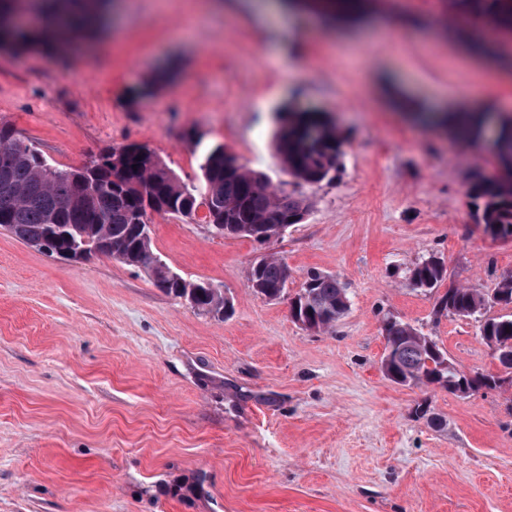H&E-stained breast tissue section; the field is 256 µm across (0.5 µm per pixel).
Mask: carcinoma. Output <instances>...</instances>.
Instances as JSON below:
<instances>
[{
    "label": "carcinoma",
    "instance_id": "obj_1",
    "mask_svg": "<svg viewBox=\"0 0 512 512\" xmlns=\"http://www.w3.org/2000/svg\"><path fill=\"white\" fill-rule=\"evenodd\" d=\"M32 11L50 18L57 3L89 0H32ZM458 18L507 20L512 32V0H450ZM24 11L21 0H0V50L54 49L65 36L48 35L16 15ZM455 136L475 146H490L498 160L497 173L482 176L472 195L483 200L480 224L494 240H512V119L487 113H459L452 120ZM276 149L291 175L300 183L319 184L336 171L344 140L333 121L320 112L293 107L281 118L275 134ZM199 184L188 185L147 147L129 144L111 148L81 168L60 170L48 166L40 153L6 125L0 126V229L18 241L39 248L53 239L59 248L76 243L88 251L113 256L118 249L123 263L136 266L153 250L138 225L148 223V213L192 217L205 209L207 224H222L230 236L254 238L253 231L277 234L280 224H298L309 205L291 193L273 195L267 178L241 164L227 161L224 146L217 145L200 166ZM288 265L270 255L250 266L249 287L270 300L281 298ZM447 278L445 263L434 256L411 270L412 288L431 291ZM498 305H512V277L501 279L489 294L480 289L452 287L438 297L435 313L481 317L479 335L489 347L512 350V314L484 316ZM294 322L309 331L333 328L349 310L346 285L335 275L311 272L304 288L289 299ZM195 309L217 316L224 304L221 295L201 290ZM388 355L385 375L394 383L410 386L438 383L448 387L452 378L472 392L498 388L494 373L470 376L448 360L433 339L407 323L394 320L383 326Z\"/></svg>",
    "mask_w": 512,
    "mask_h": 512
}]
</instances>
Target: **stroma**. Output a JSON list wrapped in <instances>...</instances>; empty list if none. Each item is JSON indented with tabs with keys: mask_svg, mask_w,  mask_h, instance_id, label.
Returning <instances> with one entry per match:
<instances>
[{
	"mask_svg": "<svg viewBox=\"0 0 512 512\" xmlns=\"http://www.w3.org/2000/svg\"><path fill=\"white\" fill-rule=\"evenodd\" d=\"M206 2L121 0L68 54L0 51V124L54 168L135 143L188 184L221 144L309 209L265 243L152 215L170 268L223 291L221 320L116 259L55 261L0 230V512H512V389L460 396L381 371L388 317L460 371L497 369L478 320L436 314L408 277L431 255L448 288L512 275V241L484 233L470 193L494 156L418 118L465 86L480 111L512 114V81L462 49L444 0H372L377 23L340 32ZM291 105L345 137L331 181L284 169L274 133ZM270 253L287 299L247 283ZM312 271L348 288L325 332L289 315Z\"/></svg>",
	"mask_w": 512,
	"mask_h": 512,
	"instance_id": "35a3bbf8",
	"label": "stroma"
}]
</instances>
